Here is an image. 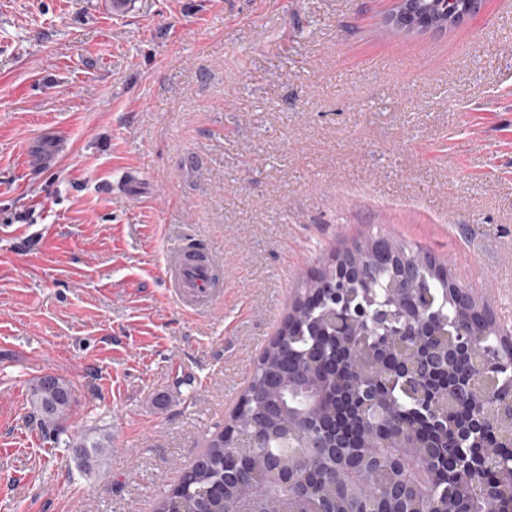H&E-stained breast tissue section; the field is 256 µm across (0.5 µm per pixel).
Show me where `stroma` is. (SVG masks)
Returning a JSON list of instances; mask_svg holds the SVG:
<instances>
[{"instance_id": "stroma-1", "label": "stroma", "mask_w": 512, "mask_h": 512, "mask_svg": "<svg viewBox=\"0 0 512 512\" xmlns=\"http://www.w3.org/2000/svg\"><path fill=\"white\" fill-rule=\"evenodd\" d=\"M394 3L0 0L5 512H153L353 241L422 247L512 332V0L406 35ZM187 237L221 255L207 313L164 285ZM348 269L345 266H339L336 263V277H335V266L331 268H326L322 272L318 273L317 276L306 279L304 282V291L303 295L307 293V291H312L315 289L321 288H333L332 281L336 279L339 281H345L348 278ZM30 401L41 427L59 440L72 403L69 385L52 375L41 377L31 387ZM67 446L68 448H75L79 465L86 471L103 462L108 451V448H105L102 443L90 441L86 438L75 443L69 441Z\"/></svg>"}]
</instances>
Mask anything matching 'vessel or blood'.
I'll use <instances>...</instances> for the list:
<instances>
[{
    "instance_id": "obj_1",
    "label": "vessel or blood",
    "mask_w": 512,
    "mask_h": 512,
    "mask_svg": "<svg viewBox=\"0 0 512 512\" xmlns=\"http://www.w3.org/2000/svg\"><path fill=\"white\" fill-rule=\"evenodd\" d=\"M164 274L175 302L197 312L210 309L223 286L222 263L213 249L190 240L169 248L163 260Z\"/></svg>"
}]
</instances>
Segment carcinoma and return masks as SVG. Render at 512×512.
Returning a JSON list of instances; mask_svg holds the SVG:
<instances>
[{
    "instance_id": "carcinoma-1",
    "label": "carcinoma",
    "mask_w": 512,
    "mask_h": 512,
    "mask_svg": "<svg viewBox=\"0 0 512 512\" xmlns=\"http://www.w3.org/2000/svg\"><path fill=\"white\" fill-rule=\"evenodd\" d=\"M353 282L348 284L355 302L374 308L391 302L386 288L405 280L406 262L416 266L415 283L433 299L436 325L448 326V321L461 323L482 332L493 344L498 335L482 320L460 309L450 287V271L427 251L414 248L388 237L365 238L345 250ZM335 268H327L304 282V291L332 287ZM331 303L325 298L317 303H296L291 322L285 323L275 339L264 350L259 364L244 393L237 400L230 419L232 427L216 432L207 442L201 455L184 471L179 483L187 485L184 491L173 488V495L162 499L156 512H174L186 505L196 512H224L238 502L252 498L260 512H280L282 498L287 491L274 482L277 468L288 466L285 436L288 423H302L300 430L319 434L324 444L342 443L345 455L360 453L361 448L379 446L380 470L373 486V495L383 500L398 486L399 473L390 460V449L384 444L405 430L418 432L421 442L434 443L440 455L436 478H423L426 469L410 462V471L422 479L421 497H407L406 507L423 512L434 500L463 507L457 500V474L474 467L487 483L499 475L512 472V450L497 452L496 441L489 431L468 432L459 429L466 420L477 418L483 410L482 400L473 396L459 403L452 417L455 426H447L430 405L406 396L401 381L386 386L361 377L344 361L345 336H335L319 324L324 307ZM468 372L462 360L448 367L442 365L430 376L428 385L436 388L448 382V375L465 379ZM30 401L42 428L60 437L62 422L70 411L72 393L61 379L47 375L31 387ZM259 425L263 429V447L246 455L237 454L232 445L231 432ZM75 449L79 465L90 470L103 462L107 448L102 443L82 439L68 443ZM336 453L329 450L319 457H306L301 465H312L332 472L336 467ZM317 507L336 504L345 512L349 504L336 497L333 480L312 486Z\"/></svg>"
}]
</instances>
